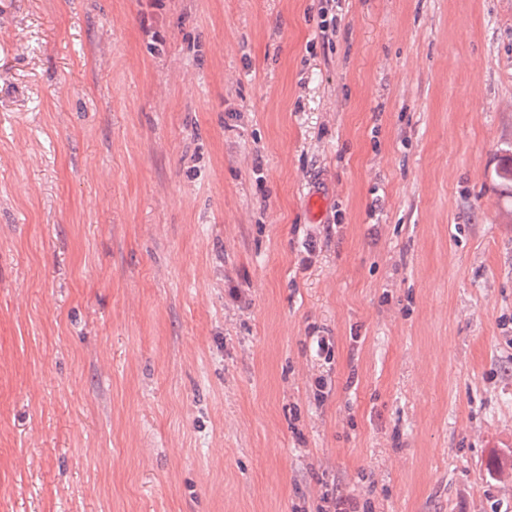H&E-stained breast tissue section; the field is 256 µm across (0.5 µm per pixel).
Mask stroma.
I'll list each match as a JSON object with an SVG mask.
<instances>
[{
  "instance_id": "1",
  "label": "stroma",
  "mask_w": 512,
  "mask_h": 512,
  "mask_svg": "<svg viewBox=\"0 0 512 512\" xmlns=\"http://www.w3.org/2000/svg\"><path fill=\"white\" fill-rule=\"evenodd\" d=\"M511 163L512 0H0V512H512ZM322 502L326 505H320L318 510L321 512H372L373 506L370 501L366 502H355V503H348L346 499L343 497H337L336 495L333 496V494H326ZM345 505H348L349 507H343ZM334 509V510H328V509Z\"/></svg>"
}]
</instances>
